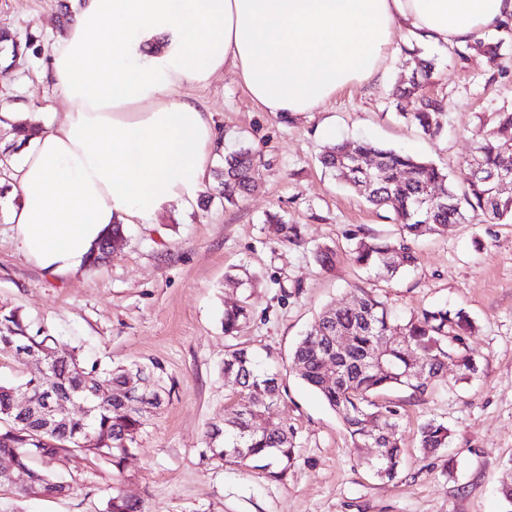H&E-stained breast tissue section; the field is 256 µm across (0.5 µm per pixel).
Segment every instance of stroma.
<instances>
[{"mask_svg": "<svg viewBox=\"0 0 512 512\" xmlns=\"http://www.w3.org/2000/svg\"><path fill=\"white\" fill-rule=\"evenodd\" d=\"M68 0H0V30L30 49L0 69V111L26 106L47 124L57 103L40 71ZM398 31L381 77L336 92L316 111L289 119L264 111L239 76L225 71L205 86L176 93L213 115L225 149H253L259 176L236 204L215 192V162L199 198L173 203L156 218L125 227V240L106 262L54 280L27 260L0 212V308H17L61 345L118 366L159 364L171 389L146 425L139 450L123 472L90 455L69 457L59 470L70 484L58 498H17L0 489V512H102L113 488L142 500L145 512H504L499 491L512 484V222L471 221L420 236L411 268L386 280L351 263L348 232L396 240L390 213L326 171L320 156L337 142L364 139L434 161L459 173L472 156L470 136L512 105V41L504 77L491 79L486 58L421 43L435 56L421 92L449 104L444 129L429 137L399 116L391 93L410 70ZM295 225L299 244L284 241L280 224ZM336 251L333 267L317 248ZM377 295L402 318L445 306L475 322L468 338L477 370L461 378L449 366L425 395L388 389L383 401L402 413L403 461L395 479L368 467L378 451L353 447L336 413L291 370V355L325 306L350 302L360 290ZM247 303L250 320L224 333V310ZM273 356L283 398L277 421L294 429V463L279 479L213 458L205 432L230 417L235 400L221 367L231 346ZM447 423V448L423 455L417 430Z\"/></svg>", "mask_w": 512, "mask_h": 512, "instance_id": "35a3bbf8", "label": "stroma"}]
</instances>
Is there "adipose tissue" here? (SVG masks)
<instances>
[{
    "mask_svg": "<svg viewBox=\"0 0 512 512\" xmlns=\"http://www.w3.org/2000/svg\"><path fill=\"white\" fill-rule=\"evenodd\" d=\"M512 23V0H71L41 78L62 121L21 142L9 222L51 278L86 269L119 219L195 201L224 151L174 87L239 74L264 111H316L379 80L397 28L444 47Z\"/></svg>",
    "mask_w": 512,
    "mask_h": 512,
    "instance_id": "obj_1",
    "label": "adipose tissue"
}]
</instances>
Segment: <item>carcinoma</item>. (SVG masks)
I'll list each match as a JSON object with an SVG mask.
<instances>
[{
    "instance_id": "obj_1",
    "label": "carcinoma",
    "mask_w": 512,
    "mask_h": 512,
    "mask_svg": "<svg viewBox=\"0 0 512 512\" xmlns=\"http://www.w3.org/2000/svg\"><path fill=\"white\" fill-rule=\"evenodd\" d=\"M503 40L480 41L470 49L481 52L490 67L503 70ZM414 64L407 86L395 91L398 99L416 98L412 111L401 116L425 134L443 131L444 106L417 95L434 62L404 49ZM472 160L460 172V183L434 162L385 149L366 141H343L320 158L322 166L362 193L371 205L390 212L400 224L397 241L352 235L349 260L379 276L394 277L416 262L412 240L439 233L450 224L474 218L486 223L512 220V190L499 186V176L512 171V108L496 112L495 125L474 131ZM259 175L252 150L241 146L224 156V202L234 204ZM124 241V227L112 225L92 251L90 265L104 261ZM247 303L224 311V334L233 336L249 319ZM474 329L469 315L446 307L424 310L401 320L377 298L362 292L348 305L325 308L292 353L291 368L340 416L354 446L380 449L369 462L380 478L393 479L402 462L401 414L397 406L378 401L394 386L424 395L443 377L448 356L458 359L468 378L476 362L466 340ZM346 340L339 350L338 339ZM0 344L24 349L44 359L45 372L20 384L0 382V459H9L36 477L29 488L0 480V488L20 497L67 495L70 484L55 470L68 452L92 453L123 471L138 450V437L151 413L160 409L170 391L162 385L158 366L132 363L112 367L82 359L76 351H62L55 336L40 326L32 329L19 309L0 311ZM224 378L236 399L233 416L213 424L205 437L212 456L226 462L254 464L277 478L294 459L295 432L277 422L271 410L282 397L280 372L263 367L245 347L224 353ZM107 380L110 393L98 394ZM27 391L56 406L57 425L44 414L19 411L16 395ZM79 400L87 409L80 415L69 405ZM448 425L434 419L419 428V447L426 453L448 447ZM104 512H143L141 502L114 489Z\"/></svg>"
}]
</instances>
